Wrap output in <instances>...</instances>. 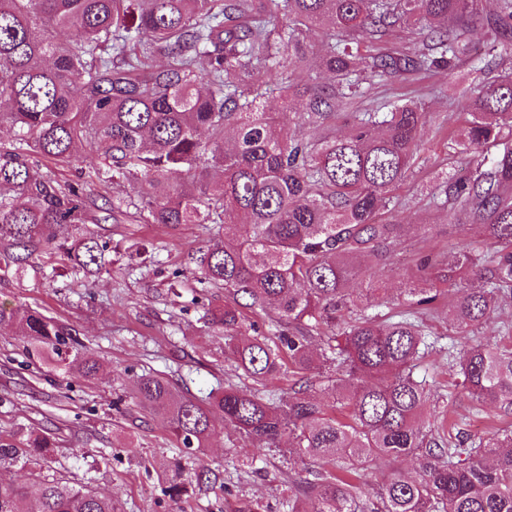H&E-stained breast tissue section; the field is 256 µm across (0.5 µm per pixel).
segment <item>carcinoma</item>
I'll list each match as a JSON object with an SVG mask.
<instances>
[{
    "label": "carcinoma",
    "mask_w": 512,
    "mask_h": 512,
    "mask_svg": "<svg viewBox=\"0 0 512 512\" xmlns=\"http://www.w3.org/2000/svg\"><path fill=\"white\" fill-rule=\"evenodd\" d=\"M483 13L482 0H0V127L13 132L0 148V245L5 268L21 273L35 255L60 256L77 271L106 264V244L88 232L57 242L59 224L108 221L134 214L147 224H220L224 238L198 258L203 284L222 285L225 358L263 383L299 377L288 399L248 395L232 386L203 399L178 396L169 380L136 377L140 406L167 419L181 452L208 446L211 416L256 451L280 445L328 473L304 481L287 512H512V429L453 441L426 422L431 395L415 370L434 349L422 316L440 301L462 336L475 335L506 292L512 293V72L463 92L467 126L457 146L472 156L466 174L432 193L437 209L457 208L491 244L464 247L454 260L424 257L431 288H410L408 310L385 321L351 303L345 285L356 261L386 263L409 224L383 215L399 205L395 191L414 165L429 113L418 101L389 112H357L350 131L318 139L288 136V124L330 127L336 110L363 94L362 84L440 68L453 72L471 51L480 24L512 56V0ZM425 28L407 45L391 42L396 26ZM317 55L318 70L302 69ZM275 77L276 87L261 79ZM278 92V112L263 109ZM85 143L103 157L93 179L105 187L144 180L151 191L118 193L93 214L78 186L38 171L35 157L69 163ZM482 281L467 286V277ZM275 313L283 326L270 338L244 310ZM333 328L337 344L310 351L309 322ZM30 340L29 355L69 363L71 330L28 307L0 325ZM457 385L474 401L512 416V345L473 338L458 354ZM328 378L336 405L310 398L309 379ZM52 440L32 431L16 443L0 436V465L48 455ZM416 455L413 479L391 475L362 499L350 481L375 459ZM174 464L166 495L188 494ZM31 497L37 512H115L84 485L34 479L0 483V512H18Z\"/></svg>",
    "instance_id": "obj_1"
}]
</instances>
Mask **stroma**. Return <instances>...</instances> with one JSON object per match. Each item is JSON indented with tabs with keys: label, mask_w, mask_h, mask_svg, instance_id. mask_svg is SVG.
Instances as JSON below:
<instances>
[{
	"label": "stroma",
	"mask_w": 512,
	"mask_h": 512,
	"mask_svg": "<svg viewBox=\"0 0 512 512\" xmlns=\"http://www.w3.org/2000/svg\"><path fill=\"white\" fill-rule=\"evenodd\" d=\"M471 38L481 51L459 62L454 72L440 69L379 81L367 97L352 101L351 111L362 112L413 98L430 114L413 173L398 191L404 206L391 217L411 231L399 238L381 272L351 283L349 292L358 306L372 304L379 288L404 302L403 290L418 274L419 254L434 250L451 257L475 240L465 213L430 204L434 188L461 166V155L448 143L462 118L463 90L512 69V60L488 51L483 28H475ZM84 231L109 243L108 270L75 274L44 253L22 274L0 280V308L25 304L55 318L75 330L81 352L99 362L92 379L82 376L76 361L50 369L29 358L27 337L0 326V435L22 439L35 430L54 442L40 466H0V482L24 483L36 475L84 484L112 498L117 512H284L290 488L307 476L298 457L276 448L253 454L218 415L208 448L181 457L167 423L138 405L132 391L134 375L144 373L167 377L184 397L228 385L256 391L252 380L230 370L224 334L211 321L224 307L223 287L201 290L194 275L198 250L222 238L223 228L147 224L125 214L108 222L61 224L56 236L70 240ZM428 324L443 346L426 358L424 377L439 392L452 376L446 345L464 339L455 336L444 315ZM441 424L447 432L476 438L510 427L512 421L497 419L490 408L471 412L461 395ZM175 461L181 462L186 479L217 472L221 481L171 500L164 489Z\"/></svg>",
	"instance_id": "1"
}]
</instances>
